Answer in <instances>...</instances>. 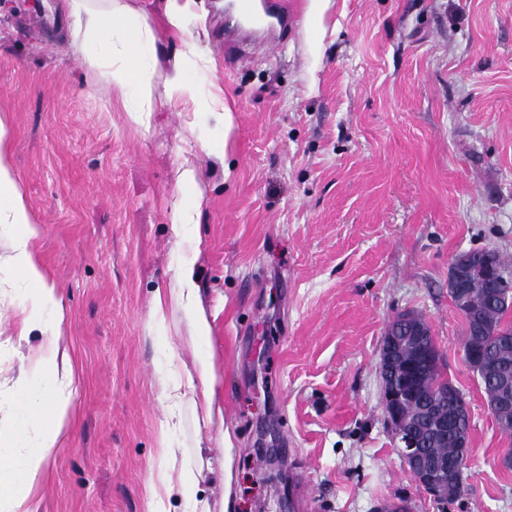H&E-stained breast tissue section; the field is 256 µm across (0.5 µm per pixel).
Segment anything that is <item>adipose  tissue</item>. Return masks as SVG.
Listing matches in <instances>:
<instances>
[{"mask_svg":"<svg viewBox=\"0 0 512 512\" xmlns=\"http://www.w3.org/2000/svg\"><path fill=\"white\" fill-rule=\"evenodd\" d=\"M65 8L71 45L122 100H139V107L130 110L129 116L134 123H141L144 112L151 109L148 77L154 57V36L147 16L125 0H66ZM167 95L192 111L218 113L225 132H232V111L224 102L223 90L202 92L185 74L181 59L173 61ZM5 135L0 125V224L11 227L13 235L9 252L0 263L15 269L26 285L22 335L40 331L41 342L31 351L29 366L16 381L23 416L12 432L0 435V512H37L30 490L57 451L60 421L77 390V378L69 356L60 351L63 298L38 258V232L12 170Z\"/></svg>","mask_w":512,"mask_h":512,"instance_id":"ef3b65f1","label":"adipose tissue"}]
</instances>
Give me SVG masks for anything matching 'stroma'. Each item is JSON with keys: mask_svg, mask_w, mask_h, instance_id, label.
I'll use <instances>...</instances> for the list:
<instances>
[{"mask_svg": "<svg viewBox=\"0 0 512 512\" xmlns=\"http://www.w3.org/2000/svg\"><path fill=\"white\" fill-rule=\"evenodd\" d=\"M152 20V110L132 124L70 45L62 0H0V120L64 300L79 384L31 496L39 512H149L148 484L198 466L210 512H512V469L463 357L448 265L495 248L512 271V0H336L320 50L288 0L279 46L224 49L219 0L190 21L235 130L167 96L180 50L163 0ZM225 145V158L203 143ZM198 179L180 185L185 161ZM202 201L196 224L176 209ZM192 270L210 334L169 301ZM24 284L0 266V430L38 334L20 339ZM424 318L471 412L463 490L442 504L394 450L379 359L391 318ZM213 368L210 415L201 384ZM170 430H163L167 420Z\"/></svg>", "mask_w": 512, "mask_h": 512, "instance_id": "stroma-1", "label": "stroma"}]
</instances>
